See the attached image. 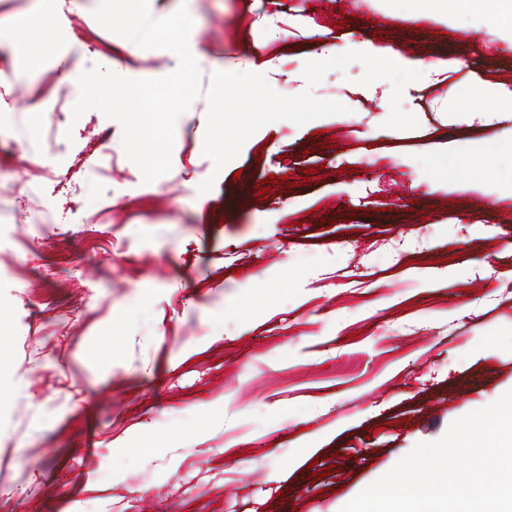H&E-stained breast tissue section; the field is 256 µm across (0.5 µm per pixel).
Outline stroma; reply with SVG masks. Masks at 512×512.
Instances as JSON below:
<instances>
[{
	"label": "stroma",
	"mask_w": 512,
	"mask_h": 512,
	"mask_svg": "<svg viewBox=\"0 0 512 512\" xmlns=\"http://www.w3.org/2000/svg\"><path fill=\"white\" fill-rule=\"evenodd\" d=\"M182 6L207 55L168 173L144 183L97 109L43 149L61 178L36 201L12 192L32 155L0 153V512H341L512 390V195L446 175L502 131L454 117L485 108L460 99L472 77L512 81V45L475 30L488 0L447 25L436 0L152 2ZM60 27L68 59L30 43L69 101L75 63L178 66L70 4ZM274 30L273 69L237 71ZM362 41L450 66L413 81ZM221 78L237 91L216 114ZM401 240L430 262L397 261ZM134 427L176 440L146 463Z\"/></svg>",
	"instance_id": "1"
}]
</instances>
